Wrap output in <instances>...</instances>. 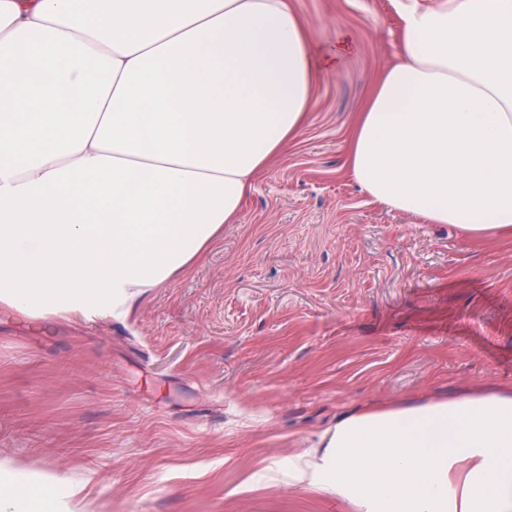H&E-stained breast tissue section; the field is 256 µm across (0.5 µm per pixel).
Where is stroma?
<instances>
[{"label": "stroma", "instance_id": "stroma-1", "mask_svg": "<svg viewBox=\"0 0 512 512\" xmlns=\"http://www.w3.org/2000/svg\"><path fill=\"white\" fill-rule=\"evenodd\" d=\"M288 3L317 47H357L190 272L120 320L0 308V458L69 472L75 512H356L289 456L356 407L512 391V236L392 210L346 167L393 0Z\"/></svg>", "mask_w": 512, "mask_h": 512}]
</instances>
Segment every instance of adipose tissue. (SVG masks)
<instances>
[{
  "mask_svg": "<svg viewBox=\"0 0 512 512\" xmlns=\"http://www.w3.org/2000/svg\"><path fill=\"white\" fill-rule=\"evenodd\" d=\"M396 61L347 167L375 201L512 232V0H394ZM288 0H0V307L127 316L233 223L319 79ZM288 478L358 512H512V393L343 413ZM63 471L0 460V512H72Z\"/></svg>",
  "mask_w": 512,
  "mask_h": 512,
  "instance_id": "adipose-tissue-1",
  "label": "adipose tissue"
}]
</instances>
